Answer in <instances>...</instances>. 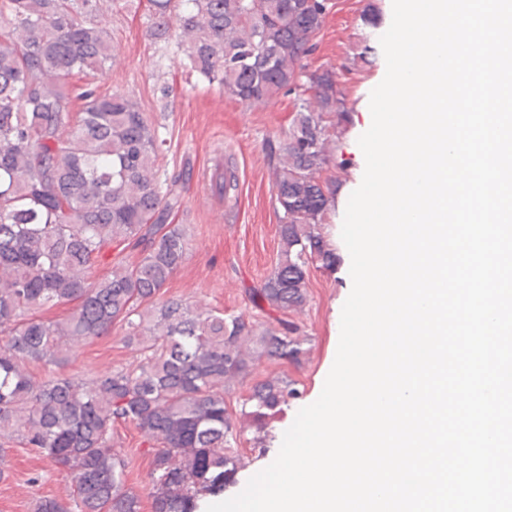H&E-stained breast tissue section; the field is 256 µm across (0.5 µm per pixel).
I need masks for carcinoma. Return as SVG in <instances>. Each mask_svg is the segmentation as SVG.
Listing matches in <instances>:
<instances>
[{"mask_svg": "<svg viewBox=\"0 0 512 512\" xmlns=\"http://www.w3.org/2000/svg\"><path fill=\"white\" fill-rule=\"evenodd\" d=\"M149 33L177 24L191 71L248 104L293 96L288 129L267 139L279 218L275 268L244 289L253 316L160 299L187 260L170 224L179 197L164 188L160 126L137 102L95 86L112 60L100 0H0V439L22 438L68 471L80 512H140L112 428L130 425L161 445L151 472L152 512H198L236 483L247 429L268 432L302 391L293 379L255 381L236 419L226 395L262 359L299 367L309 343L296 316L310 269L339 260L326 225L352 109L334 67L310 69L333 0H149ZM87 77L69 108L67 80ZM116 257L103 278L91 270ZM71 303L56 321L35 312ZM121 324L136 361L90 381L32 369L66 363L72 346Z\"/></svg>", "mask_w": 512, "mask_h": 512, "instance_id": "cac0c4a2", "label": "carcinoma"}]
</instances>
